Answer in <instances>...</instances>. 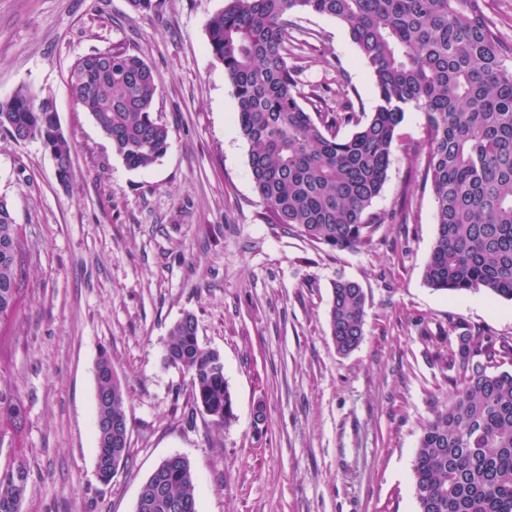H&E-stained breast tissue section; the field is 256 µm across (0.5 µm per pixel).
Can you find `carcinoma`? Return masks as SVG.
Instances as JSON below:
<instances>
[{
  "label": "carcinoma",
  "instance_id": "obj_1",
  "mask_svg": "<svg viewBox=\"0 0 512 512\" xmlns=\"http://www.w3.org/2000/svg\"><path fill=\"white\" fill-rule=\"evenodd\" d=\"M485 0H225L207 23L208 45L224 66L264 220L332 251L370 243L379 224H405L411 200L373 210L388 177L406 110L424 114V179L433 190L436 234L424 279L437 291H481L512 301V46L484 11ZM311 12L347 27L377 89L365 111L336 69V107L325 88L301 82L288 63L294 16ZM161 78L139 55L96 52L77 60L68 84L112 151L132 169L155 164L169 146L154 111ZM53 97L19 87L0 103V128L38 140L65 164L72 143L53 132ZM350 127L348 136L340 135ZM27 242L0 199V321L29 287ZM366 295L355 281L333 284L330 335L338 353L364 338ZM436 359L453 391L434 404L413 463L418 512H512V338L473 331L462 321L440 339ZM164 361L190 377L194 404L219 425L235 419L221 354L199 343L194 315L170 330ZM28 420L22 396L0 386V448L11 447ZM124 387L111 358L96 363L98 477L112 479L131 449ZM29 478L24 462L0 468V512H21ZM135 512H196L189 461L164 459L143 483Z\"/></svg>",
  "mask_w": 512,
  "mask_h": 512
}]
</instances>
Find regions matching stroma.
<instances>
[{
    "instance_id": "1",
    "label": "stroma",
    "mask_w": 512,
    "mask_h": 512,
    "mask_svg": "<svg viewBox=\"0 0 512 512\" xmlns=\"http://www.w3.org/2000/svg\"><path fill=\"white\" fill-rule=\"evenodd\" d=\"M224 0H0V103L20 86L55 99L74 143L67 181L36 140L0 130V197L28 243L30 291L0 327V385L24 398L28 422L0 467L24 461L22 512H135L139 489L166 457L187 458L197 512H417L415 451L447 371L420 335L464 320L512 337V302L445 295L424 280L435 203L416 151L423 113L407 110L388 178L375 199L405 224H382L369 245L332 251L266 223L236 120L233 89L208 47ZM293 55L306 84L333 102L336 67L365 108L373 77L347 28L301 12ZM112 48L140 55L161 77L154 108L166 154L132 170L112 151L67 83L78 59ZM366 294L364 339L338 354L329 331L332 287ZM193 314L217 350L235 421L215 424L190 398V378L165 365L170 327ZM108 353L126 389L131 456L109 484L96 474L95 365ZM266 421L254 424L256 405Z\"/></svg>"
}]
</instances>
